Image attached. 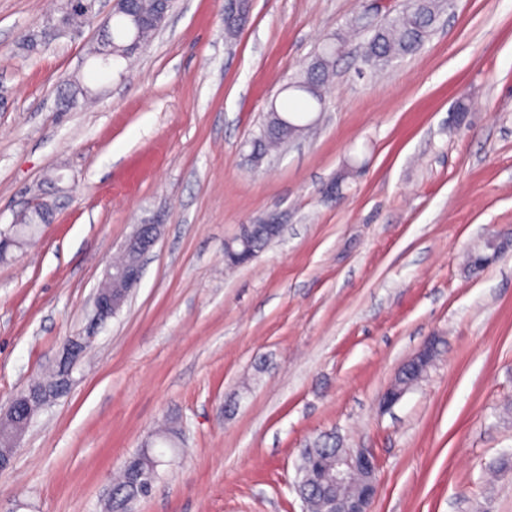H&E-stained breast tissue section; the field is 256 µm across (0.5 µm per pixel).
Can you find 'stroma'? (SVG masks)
Masks as SVG:
<instances>
[{"label":"stroma","instance_id":"obj_1","mask_svg":"<svg viewBox=\"0 0 512 512\" xmlns=\"http://www.w3.org/2000/svg\"><path fill=\"white\" fill-rule=\"evenodd\" d=\"M61 3L0 0V229L55 205L0 260V409L68 337L91 340L0 471V512H105L166 419L181 445L134 512H303L299 450L331 433L378 459L373 512H512V251L467 266L512 233V0H453L378 80L351 36L325 110L260 159L251 138L324 37L403 0H253L230 42L224 0H174L107 70L93 24L23 49ZM73 84L89 104H67ZM159 212L139 285L90 330L107 263ZM271 214L282 237L225 265V241ZM433 337L425 377L382 408ZM509 244L511 246V240L508 238H501V237H492L486 239V249L483 250L484 247L481 245L477 247V249L472 253V255L479 256L481 254H484L476 258L475 260L484 265L485 267H488L492 263H494L498 258L507 250L509 247Z\"/></svg>","mask_w":512,"mask_h":512}]
</instances>
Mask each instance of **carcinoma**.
<instances>
[{"label":"carcinoma","mask_w":512,"mask_h":512,"mask_svg":"<svg viewBox=\"0 0 512 512\" xmlns=\"http://www.w3.org/2000/svg\"><path fill=\"white\" fill-rule=\"evenodd\" d=\"M445 6L446 0H405L402 10L378 25V29L368 39L366 56L360 60L358 74H376L385 70L396 59L417 54L430 38ZM170 8L171 4L166 0H129L126 9L113 10L110 24L101 30L98 41L90 49L91 57L97 59L107 54L113 62L130 60L162 26ZM130 13L138 17L141 24L128 27ZM83 26L82 16L69 12L64 7L53 23V27L59 32L77 30ZM336 61L334 51L325 46L299 75L289 81L287 90L292 92V102L280 106L271 104L265 124L252 139L254 147L258 148V154L262 155L287 142L306 127L304 114L320 106V101L325 99V87ZM38 229L39 225L30 223V218L27 217L22 223L13 224L8 230L0 231V240L6 239L10 241V246L18 247L34 237ZM271 241V237L258 230L244 237L240 245L232 248V251L252 261ZM65 369L66 366H59L53 374L33 382L31 387L43 391L47 402H52L68 388L63 379ZM27 427L28 423L20 418H0V456L13 455L12 436ZM338 447L339 442L331 435L314 440L310 447L302 449L299 469L309 473L315 457L332 461ZM157 460L159 455L151 449L142 450L125 461L112 485L110 512H131V504L146 496L144 484L136 478V472L147 473L153 470Z\"/></svg>","instance_id":"obj_1"}]
</instances>
